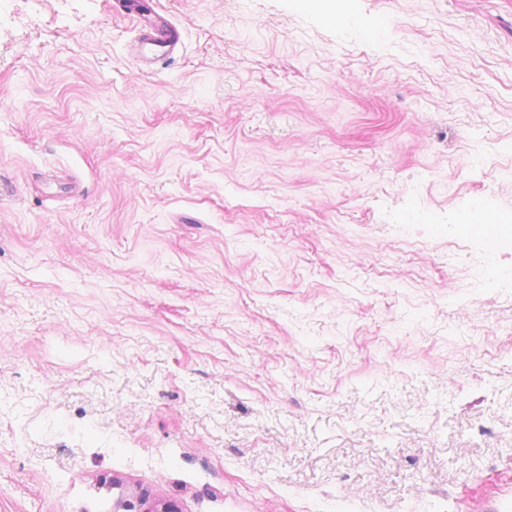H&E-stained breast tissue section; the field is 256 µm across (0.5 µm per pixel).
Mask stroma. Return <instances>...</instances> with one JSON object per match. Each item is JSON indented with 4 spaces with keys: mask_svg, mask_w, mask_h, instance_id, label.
Here are the masks:
<instances>
[{
    "mask_svg": "<svg viewBox=\"0 0 512 512\" xmlns=\"http://www.w3.org/2000/svg\"><path fill=\"white\" fill-rule=\"evenodd\" d=\"M0 0V512H512V0ZM124 15L135 22L138 29L137 44L144 55L163 56L175 51L179 38L176 27L165 16L154 11L144 17L141 6L128 3L123 5ZM113 512H179L178 506L169 500L158 499L144 489L121 496L112 506Z\"/></svg>",
    "mask_w": 512,
    "mask_h": 512,
    "instance_id": "obj_1",
    "label": "stroma"
}]
</instances>
